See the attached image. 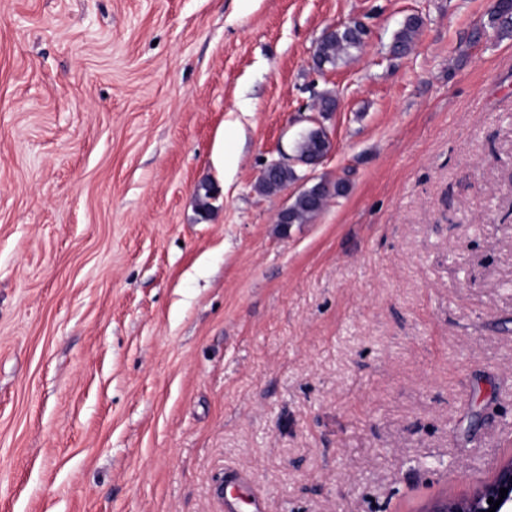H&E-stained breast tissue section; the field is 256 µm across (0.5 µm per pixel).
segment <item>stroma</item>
Here are the masks:
<instances>
[{
  "label": "stroma",
  "mask_w": 512,
  "mask_h": 512,
  "mask_svg": "<svg viewBox=\"0 0 512 512\" xmlns=\"http://www.w3.org/2000/svg\"><path fill=\"white\" fill-rule=\"evenodd\" d=\"M493 4L0 0V512H420L512 455ZM321 177L347 192L277 223ZM420 26V18L409 17L394 36L393 51L400 54L409 50L415 42ZM328 32L315 48L314 56L320 67L335 68L352 50H358L362 46L365 35V31L357 24L330 28ZM330 138L323 127L309 129L303 133L295 146V158L303 165L325 157L331 150ZM281 159L271 160L263 169L259 180V188L266 193L278 192L288 186V184L298 180L299 176L294 167L290 164L278 165ZM277 166V167H276ZM276 167V168H275ZM275 170L270 175H264L268 171Z\"/></svg>",
  "instance_id": "1"
}]
</instances>
